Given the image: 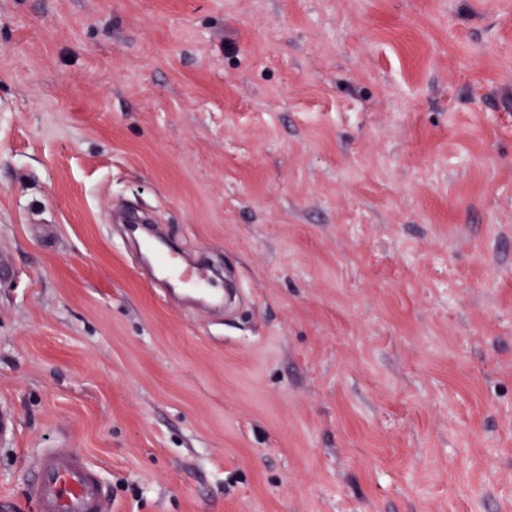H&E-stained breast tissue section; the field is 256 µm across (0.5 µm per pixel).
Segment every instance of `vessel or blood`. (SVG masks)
Listing matches in <instances>:
<instances>
[{
  "label": "vessel or blood",
  "mask_w": 512,
  "mask_h": 512,
  "mask_svg": "<svg viewBox=\"0 0 512 512\" xmlns=\"http://www.w3.org/2000/svg\"><path fill=\"white\" fill-rule=\"evenodd\" d=\"M159 269L175 273L193 291L210 292V281L201 269L175 271L165 261ZM30 488L38 512H107L110 500L100 470L83 452L65 445L41 450L32 467Z\"/></svg>",
  "instance_id": "obj_1"
}]
</instances>
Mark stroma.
Instances as JSON below:
<instances>
[{"label": "stroma", "mask_w": 512, "mask_h": 512, "mask_svg": "<svg viewBox=\"0 0 512 512\" xmlns=\"http://www.w3.org/2000/svg\"><path fill=\"white\" fill-rule=\"evenodd\" d=\"M0 255L17 512H512V0H0ZM159 269L164 274L176 276L177 279L182 281L188 288L201 294L208 295L213 301H217L218 297L210 292V281L205 273L198 268H184L181 270H174L168 262L165 261L164 256L158 259ZM30 488L39 512H108V487L100 470L76 448H43Z\"/></svg>", "instance_id": "obj_1"}]
</instances>
